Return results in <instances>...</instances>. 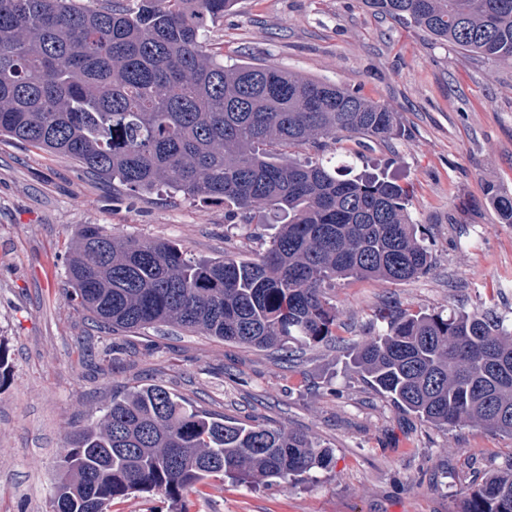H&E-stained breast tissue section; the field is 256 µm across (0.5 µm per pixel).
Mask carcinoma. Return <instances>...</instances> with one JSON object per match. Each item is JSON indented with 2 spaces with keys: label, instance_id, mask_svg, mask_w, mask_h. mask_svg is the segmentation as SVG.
Wrapping results in <instances>:
<instances>
[{
  "label": "carcinoma",
  "instance_id": "cac0c4a2",
  "mask_svg": "<svg viewBox=\"0 0 512 512\" xmlns=\"http://www.w3.org/2000/svg\"><path fill=\"white\" fill-rule=\"evenodd\" d=\"M0 0V136L69 156L131 191L222 201L231 223L285 216L254 258H186L84 224L67 247L71 298L111 331L173 325L262 350L336 340L325 296L338 279L402 282L432 256L405 188L348 164L301 162L340 134L386 141L398 113L352 89L271 66H226L209 24L235 0ZM480 59L512 67V0H364ZM485 198L512 224V191ZM353 367L402 410L440 428L512 437V327L484 312L379 310ZM332 451L283 426L226 421L161 385L114 396L61 454L54 512H107L146 492L178 501L197 484L309 480ZM463 512H512V467L471 487Z\"/></svg>",
  "mask_w": 512,
  "mask_h": 512
}]
</instances>
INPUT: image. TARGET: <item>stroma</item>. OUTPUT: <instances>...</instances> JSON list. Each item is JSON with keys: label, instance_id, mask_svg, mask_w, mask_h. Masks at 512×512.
<instances>
[{"label": "stroma", "instance_id": "35a3bbf8", "mask_svg": "<svg viewBox=\"0 0 512 512\" xmlns=\"http://www.w3.org/2000/svg\"><path fill=\"white\" fill-rule=\"evenodd\" d=\"M209 53L358 91L400 115L403 135H358L297 158L387 172L409 190L433 263L399 283L342 279L329 345L273 353L169 327L104 331L71 302L67 246L82 225L169 240L189 256L264 252L266 224H229L220 201L131 193L70 157L0 138V512H52L61 450L112 396L159 384L229 421L280 424L333 451L331 469L291 486L199 485L190 512H462L473 480L512 464V438L421 422L355 372L349 353L377 307L489 310L512 324V224L484 186L512 189V67L375 14L362 0H238L211 24Z\"/></svg>", "mask_w": 512, "mask_h": 512}]
</instances>
